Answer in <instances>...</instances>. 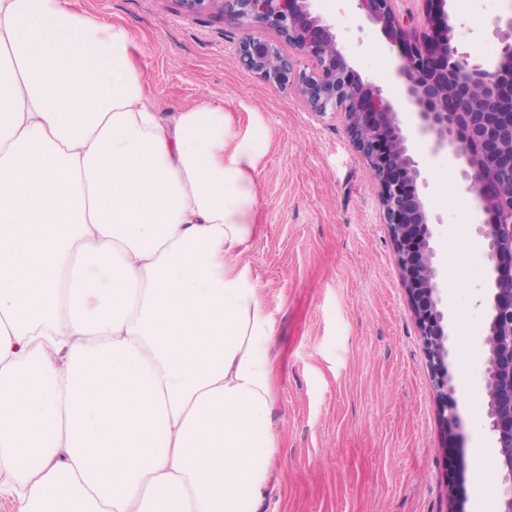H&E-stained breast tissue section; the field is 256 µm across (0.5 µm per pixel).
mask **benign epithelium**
<instances>
[{
	"mask_svg": "<svg viewBox=\"0 0 512 512\" xmlns=\"http://www.w3.org/2000/svg\"><path fill=\"white\" fill-rule=\"evenodd\" d=\"M221 2L224 15L245 26L241 65L275 90H291L308 111L337 117L377 185L379 214L392 242L402 284L422 342L448 437L462 446L448 379V315L441 308L443 272L429 230L421 178L410 145L430 142L465 165V192L491 215L483 224L495 278L484 294L489 368L487 417L495 435V475L508 484L500 512H512V16L497 27L500 56L485 63L461 51L448 23V0H420L422 15L401 13L399 0H353L379 27L396 56V87L387 95L364 79L339 48L336 29L316 0H175L198 14ZM312 60L297 70L268 32ZM408 115L403 122L399 115Z\"/></svg>",
	"mask_w": 512,
	"mask_h": 512,
	"instance_id": "obj_1",
	"label": "benign epithelium"
}]
</instances>
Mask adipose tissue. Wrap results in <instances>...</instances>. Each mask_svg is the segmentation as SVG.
<instances>
[{"instance_id": "adipose-tissue-1", "label": "adipose tissue", "mask_w": 512, "mask_h": 512, "mask_svg": "<svg viewBox=\"0 0 512 512\" xmlns=\"http://www.w3.org/2000/svg\"><path fill=\"white\" fill-rule=\"evenodd\" d=\"M126 27L0 0V494L21 512H257L277 310L242 256L255 132L163 117Z\"/></svg>"}]
</instances>
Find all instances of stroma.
Masks as SVG:
<instances>
[{"mask_svg": "<svg viewBox=\"0 0 512 512\" xmlns=\"http://www.w3.org/2000/svg\"><path fill=\"white\" fill-rule=\"evenodd\" d=\"M100 23H119L143 47L146 85L162 116L205 98L253 127L261 153V222L243 259L277 304L268 345L278 442L258 512H446L455 481L462 512H499L500 479L483 462L498 453L484 377L490 284L486 219L464 192L461 166L414 145L447 290L448 376L465 441L447 462L422 344L377 190L340 119L319 118L298 98L246 71L243 26L214 6L196 15L173 0H70ZM338 43L365 78L394 89L395 59L350 0H319ZM512 0H448L461 51L495 63L498 20Z\"/></svg>", "mask_w": 512, "mask_h": 512, "instance_id": "obj_1", "label": "stroma"}]
</instances>
